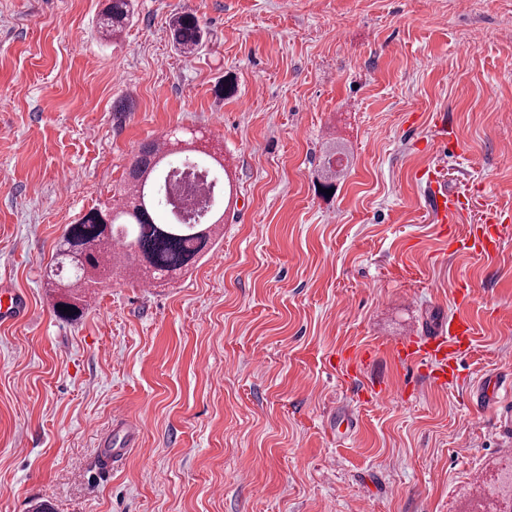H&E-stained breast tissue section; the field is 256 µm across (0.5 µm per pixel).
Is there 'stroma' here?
<instances>
[{
	"instance_id": "1",
	"label": "stroma",
	"mask_w": 512,
	"mask_h": 512,
	"mask_svg": "<svg viewBox=\"0 0 512 512\" xmlns=\"http://www.w3.org/2000/svg\"><path fill=\"white\" fill-rule=\"evenodd\" d=\"M103 3L0 0V287L28 300L0 323V512H478L475 481L512 458V406L477 400L512 374V0H136L112 41ZM180 11L206 32L192 57ZM161 130L223 158L222 237L59 318L66 226ZM429 171L472 200L458 223ZM489 212L496 253L460 251ZM458 315L477 341L456 382L398 362ZM169 38L176 49L188 56L198 53L205 43L199 19L189 11L174 15L169 23ZM336 151L329 152L324 158L318 171L319 184L323 189H336V181L339 180L343 175L344 171L348 166V160L344 165L343 159L340 157L336 158ZM427 185L431 189L432 201L435 207V214L442 224H454L456 219L470 206V200L461 199L459 195L448 192V188L437 180L431 172L427 175Z\"/></svg>"
}]
</instances>
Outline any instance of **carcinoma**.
<instances>
[{"mask_svg":"<svg viewBox=\"0 0 512 512\" xmlns=\"http://www.w3.org/2000/svg\"><path fill=\"white\" fill-rule=\"evenodd\" d=\"M134 17L133 0H109L99 18L104 39L120 36ZM172 45L193 56L205 43L198 17L178 12L169 23ZM174 163L167 160V145L150 140L142 144L131 163L122 189L123 201L108 202L67 225L58 244L50 274L68 271L65 294L57 301V313L67 319H80L92 290L104 278L121 270L133 281L154 282L181 271L196 261L223 229V219L203 224L161 222L157 211L162 201L157 188L168 177ZM346 170L343 159L330 152L318 171L324 189L336 187ZM71 308L72 314L63 308ZM498 494L501 504L495 512H512V468L505 471Z\"/></svg>","mask_w":512,"mask_h":512,"instance_id":"cac0c4a2","label":"carcinoma"}]
</instances>
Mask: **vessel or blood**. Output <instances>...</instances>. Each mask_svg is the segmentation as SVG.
<instances>
[{"label": "vessel or blood", "instance_id": "1", "mask_svg": "<svg viewBox=\"0 0 512 512\" xmlns=\"http://www.w3.org/2000/svg\"><path fill=\"white\" fill-rule=\"evenodd\" d=\"M435 214L441 222L455 223L456 219L469 208V200L449 193L436 176H428ZM503 227L497 216H489L484 224L476 226L468 238L463 239V249L489 256L499 246ZM27 313L25 298L12 289L0 290V322L16 321ZM475 338L471 326L459 319H449L447 326L436 333L418 337L414 342L400 345L399 358L407 363L422 362L428 368V377L434 385L444 387L458 378L460 361L474 347Z\"/></svg>", "mask_w": 512, "mask_h": 512}]
</instances>
